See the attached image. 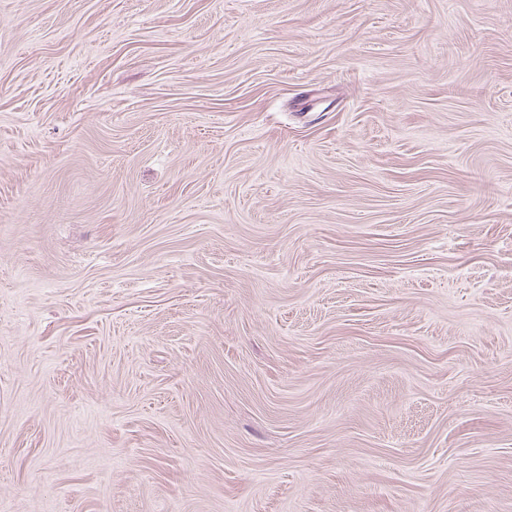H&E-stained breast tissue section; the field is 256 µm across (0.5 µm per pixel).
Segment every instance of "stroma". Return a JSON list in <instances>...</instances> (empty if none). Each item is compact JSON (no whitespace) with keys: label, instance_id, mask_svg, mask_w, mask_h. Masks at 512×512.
I'll return each mask as SVG.
<instances>
[{"label":"stroma","instance_id":"35a3bbf8","mask_svg":"<svg viewBox=\"0 0 512 512\" xmlns=\"http://www.w3.org/2000/svg\"><path fill=\"white\" fill-rule=\"evenodd\" d=\"M512 512V0H0V507Z\"/></svg>","mask_w":512,"mask_h":512}]
</instances>
